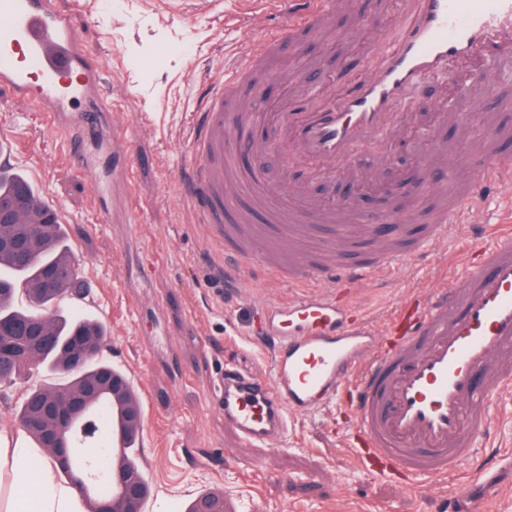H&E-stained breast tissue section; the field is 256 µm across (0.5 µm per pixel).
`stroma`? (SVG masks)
<instances>
[{
  "instance_id": "35a3bbf8",
  "label": "stroma",
  "mask_w": 512,
  "mask_h": 512,
  "mask_svg": "<svg viewBox=\"0 0 512 512\" xmlns=\"http://www.w3.org/2000/svg\"><path fill=\"white\" fill-rule=\"evenodd\" d=\"M73 14L86 55L100 60L109 82L101 116L115 140H128L121 157L91 145L95 171L63 159L64 137L43 113L0 93V166L22 172L43 202L59 209L66 245L84 300L64 299L66 315H88L105 328L101 358L127 376L144 422L135 460L148 484L142 512H188L200 494L224 498V512H486L480 489L454 505L419 498L355 468L345 446L354 420L346 395L325 414L292 417L279 447L241 449L215 404L225 366L250 377L272 372L268 348L254 337L260 309L296 299L301 291L278 282L247 298L226 293L213 275L223 245L197 224L173 187L190 163L192 115L211 78L234 76L237 57L256 38L286 28L288 16L260 12L251 0H211L178 18L151 0H57ZM347 24L339 17L327 36L282 45L263 84L276 96L280 72L298 73L327 60L341 78L317 100L327 108L362 74L363 46L342 55L335 44ZM148 132L136 134L139 113ZM462 228L440 252L400 262L376 288L357 295L367 321L384 327L417 290L465 267ZM46 368L31 379L0 384V430L28 442L17 411L29 385L53 384Z\"/></svg>"
}]
</instances>
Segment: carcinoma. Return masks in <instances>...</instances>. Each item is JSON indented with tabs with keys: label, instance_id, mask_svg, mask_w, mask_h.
<instances>
[{
	"label": "carcinoma",
	"instance_id": "1",
	"mask_svg": "<svg viewBox=\"0 0 512 512\" xmlns=\"http://www.w3.org/2000/svg\"><path fill=\"white\" fill-rule=\"evenodd\" d=\"M20 191L26 196L24 216L13 224H0V330L34 325L42 334L52 337L51 344L40 352V363L63 375L66 381L27 389L17 412L19 425L36 445L42 447L41 432L32 428L29 422L37 413L38 402L44 398L64 402L96 386L102 376L115 375L122 381L127 404L137 413L140 407L126 377L110 362L93 353L96 342L106 335L104 326L89 317L62 318L52 312L53 305L61 299L76 298L74 289L81 284L73 276L75 268L64 244L62 224L49 208L35 205L36 190L23 174L0 172V203L12 201ZM73 355L84 358L78 368L68 365V359ZM80 429L88 436L80 447L81 457L59 468L60 473L75 485L79 484L82 459L93 455L99 439L94 424L80 419L74 430ZM139 434L140 428L135 427L125 435L114 468L138 482L145 497L148 486L133 458Z\"/></svg>",
	"mask_w": 512,
	"mask_h": 512
}]
</instances>
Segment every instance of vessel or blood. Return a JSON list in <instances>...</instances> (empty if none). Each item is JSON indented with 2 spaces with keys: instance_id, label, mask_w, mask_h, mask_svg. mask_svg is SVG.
<instances>
[{
  "instance_id": "b4317fda",
  "label": "vessel or blood",
  "mask_w": 512,
  "mask_h": 512,
  "mask_svg": "<svg viewBox=\"0 0 512 512\" xmlns=\"http://www.w3.org/2000/svg\"><path fill=\"white\" fill-rule=\"evenodd\" d=\"M267 2L287 11V33L254 44L234 79L209 88L193 118L192 160L177 185L199 223L222 239L224 264L216 276L233 295L255 263L307 292L263 310L259 334L270 348L271 377L225 368L217 403L242 445L272 447L289 414L327 410L348 390L355 416L350 447L366 476L405 487L453 476V491L461 493L471 485L463 471L476 466L480 438L493 421L492 401L512 388V226L490 241L474 231L465 271L411 298L383 329L365 320L349 325V309L332 289L374 283L400 257L447 243L450 223H471L488 187H512V157L501 152L512 129L496 115L486 116L478 142L463 137L450 144L438 119L401 109L430 96L423 77H438L458 102L450 120L465 128V105L483 103L473 76L491 62L512 69V0ZM340 14L349 17L345 38L383 20L396 34L393 45L371 43L353 90L328 110L311 106L310 97L332 77L323 63L301 71L296 89L274 111L237 110L249 77L282 41L297 44L325 32ZM101 70L83 52L72 15L54 0H0V92L45 112L66 133L67 160L81 171L89 168L84 142L112 139L111 128L98 121ZM402 129L413 132L417 170L387 193L388 164L368 168L353 156L365 139ZM276 141L313 176L340 180L351 195L322 208L289 197L260 172L225 183L237 159L269 151ZM452 159L464 160L474 176L451 194L444 178ZM371 189L382 191L383 204L360 212L356 195ZM426 193L440 202L414 235L403 204ZM257 201L268 229L250 240L242 226ZM348 242L356 258L338 260L337 249Z\"/></svg>"
}]
</instances>
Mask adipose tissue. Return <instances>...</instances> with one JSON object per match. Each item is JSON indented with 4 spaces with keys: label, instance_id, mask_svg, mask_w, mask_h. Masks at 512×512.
<instances>
[{
    "label": "adipose tissue",
    "instance_id": "1",
    "mask_svg": "<svg viewBox=\"0 0 512 512\" xmlns=\"http://www.w3.org/2000/svg\"><path fill=\"white\" fill-rule=\"evenodd\" d=\"M38 454L31 446L11 444L9 436L0 432V465L12 467L8 512H69L75 489L57 485L50 467L32 471L28 462Z\"/></svg>",
    "mask_w": 512,
    "mask_h": 512
}]
</instances>
